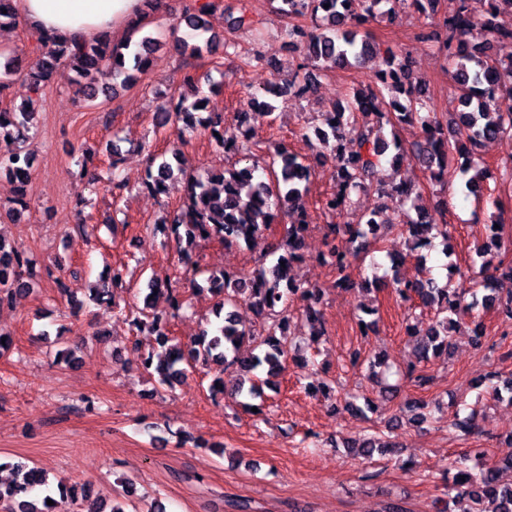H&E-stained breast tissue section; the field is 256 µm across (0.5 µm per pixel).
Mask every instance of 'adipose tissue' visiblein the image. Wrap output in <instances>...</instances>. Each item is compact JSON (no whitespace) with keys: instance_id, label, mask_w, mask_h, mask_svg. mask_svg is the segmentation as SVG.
<instances>
[{"instance_id":"ef3b65f1","label":"adipose tissue","mask_w":512,"mask_h":512,"mask_svg":"<svg viewBox=\"0 0 512 512\" xmlns=\"http://www.w3.org/2000/svg\"><path fill=\"white\" fill-rule=\"evenodd\" d=\"M22 23L58 40L127 33L146 13L145 0H16Z\"/></svg>"}]
</instances>
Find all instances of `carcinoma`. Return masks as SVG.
Here are the masks:
<instances>
[{"label":"carcinoma","mask_w":512,"mask_h":512,"mask_svg":"<svg viewBox=\"0 0 512 512\" xmlns=\"http://www.w3.org/2000/svg\"><path fill=\"white\" fill-rule=\"evenodd\" d=\"M277 11L285 16H320L321 32H308L299 25L284 28L288 42L305 51L306 64L301 66L303 76H294L288 83V93L303 97L311 92L317 80L316 70L322 64L351 67L363 64L379 53L378 45L364 31L366 22L377 16H390L379 10L384 0H278ZM457 7L446 23L447 34L442 43L449 64L453 69L454 84L451 90L458 99V112L451 121H443L432 112L427 100L417 94L409 60L406 56L388 53L376 65L373 83L345 94V105L323 113V126L316 130L320 150L316 154L329 157L336 163L338 181L336 190L321 200L322 210L329 214L343 211L350 203L351 192L359 187L362 178L388 158L396 169L407 161V154L396 138L387 139L382 129L386 125L413 119L420 125L423 142L416 146L414 158L429 174V180L445 184L448 176L460 174L467 192L483 183L484 170L475 168L471 158L458 166V172H447L443 161L466 142L476 149L486 139L512 136V113H502L490 108L493 90L509 84L512 86V59L499 60L492 53L496 40L512 38V28L503 26L499 17L512 15V0H491L490 10L474 21L467 14L466 0H456ZM205 9L185 15L187 27L193 32L194 41L181 40L183 51L198 55L210 49L215 37L210 35L204 15ZM142 27L121 43L114 44L108 37H94L80 42L47 41L40 39L45 52L32 61L22 81L30 92L23 102L11 109L0 110V175L15 179L20 194L15 201L21 207L29 205L32 158L24 148L37 115L32 94L49 82L55 73V64L66 63L74 73L75 92L90 97L99 80L110 78L112 84L133 83L143 73L149 62L147 56L165 45L162 33L157 36L140 35ZM19 70L17 59L10 58L0 72V96L13 86V76ZM199 102H190L181 96L170 104L165 118L175 117L190 130L200 124L207 131L215 150L247 156L249 141L254 131L238 136H226L220 131L221 116L208 117L198 123L194 112ZM255 166L245 165L211 170L206 176H195L181 171L185 193L181 206L163 222L175 241L193 245L196 240H217L231 246L249 243L270 230L280 217L292 218L285 233L274 244L270 255L274 261L260 263L248 276L225 272L212 273L203 283L192 285L205 290L215 299L213 314L218 322L205 328L185 344L171 343V319L183 308V302L171 284L157 278L147 280L148 293L143 307L120 306L119 290L124 288L125 266L112 268V277L91 289L92 300L112 311L131 318L132 325L146 328L157 336L162 352L150 354L144 363L154 365L157 383L170 389L184 373V366L199 361L213 362L223 369L253 372L267 369L271 375L285 368L291 345L288 342L290 311L288 301L296 298L302 302L310 335L319 340L326 335L325 322L316 304L323 289L315 284L303 285L291 276V265L303 256L305 233L308 229L304 197L309 191L311 170L302 155L284 148L275 149L266 166V179H257ZM174 175L172 164L165 155H155L147 171L145 186L159 190ZM378 197L398 198L409 210L403 213L402 224L408 235L410 250L418 251L430 245L424 239L434 223L418 221L409 215L414 209L421 211L418 201L420 191L416 185L404 180L388 187L376 188ZM379 211L361 216L357 224H330L325 235L327 252L321 260L336 273L334 286H352L350 268L352 259L371 250L378 244L377 221ZM481 261V279L466 290L448 281L439 284L426 277L407 280L394 275L390 287L402 303H418L423 308L435 310V320L426 339L416 349L417 358L427 361L445 354L451 345L453 332L459 320H475L471 340L476 346L484 337V329L476 309L496 308L512 320V291L501 296L499 288L504 270L512 281V266L493 265L494 255L487 244L475 249ZM33 261L22 250H5L0 244V306H15L33 291ZM164 296L170 311L157 312L150 305L152 296ZM246 305L261 315L263 332L257 333L243 323L236 310ZM236 402L246 407L248 400L261 396L260 387L252 383L234 389ZM391 445L379 436H370L359 442L357 451L366 458L374 452L384 453ZM457 473L448 485V501L467 499L472 512H512V483L500 484L502 470H512V456L488 463L474 474L464 460L454 462ZM14 476L7 482L0 481V512H103V505L92 492L78 483L57 482L51 486L46 472L23 462L12 464ZM54 505H47V500Z\"/></svg>","instance_id":"obj_1"}]
</instances>
